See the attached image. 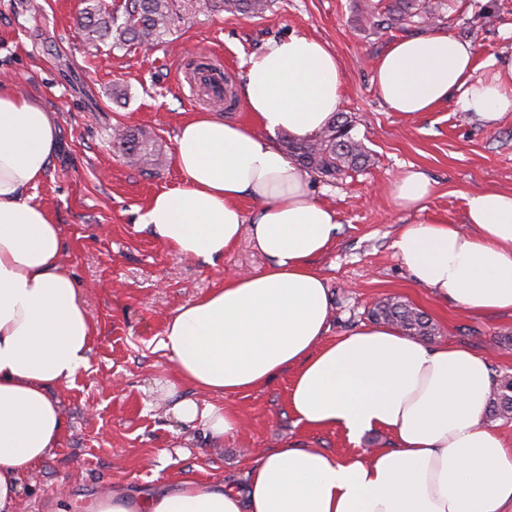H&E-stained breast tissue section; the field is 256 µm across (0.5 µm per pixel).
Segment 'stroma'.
Returning <instances> with one entry per match:
<instances>
[{
    "label": "stroma",
    "mask_w": 512,
    "mask_h": 512,
    "mask_svg": "<svg viewBox=\"0 0 512 512\" xmlns=\"http://www.w3.org/2000/svg\"><path fill=\"white\" fill-rule=\"evenodd\" d=\"M85 0H0V80L52 112L60 151L34 191L60 224L62 263L81 288L98 329L88 366L71 386L55 389L66 430L52 453L22 483L16 512H89L114 490L162 492L180 480L246 482L258 453L297 443L336 453L351 445L340 431H313L287 405L292 376L225 396L239 416L222 446L201 424L175 420L169 395L174 366L162 346L168 317L218 287L224 277L261 273L266 258L242 237L216 265L168 250L137 224L155 193L180 186L174 160L180 125L198 112L249 121L244 102L227 110L193 88L201 57L219 60L232 89L245 63L291 33L327 43L342 67L340 110L370 161L336 179L314 178L316 197L340 217L336 240L313 264L327 281L328 339L368 324L378 300L395 295L437 324L436 344L489 355L493 379L512 375V312L475 316L417 286L391 247L408 224L439 219L463 224L465 196L481 188L512 189V112L485 124L453 104L405 115L383 105L373 66L395 41L421 33L408 25L373 30L363 16L369 0H273L258 17L213 10L211 0H176L178 22L150 45H93L76 21ZM442 30L470 41L478 61L512 56V0H450ZM150 131L163 161L150 171L129 166L116 130ZM423 171L434 192L423 209L394 206L389 186L405 168Z\"/></svg>",
    "instance_id": "1"
}]
</instances>
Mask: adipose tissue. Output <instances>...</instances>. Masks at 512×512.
<instances>
[{
    "mask_svg": "<svg viewBox=\"0 0 512 512\" xmlns=\"http://www.w3.org/2000/svg\"><path fill=\"white\" fill-rule=\"evenodd\" d=\"M476 57L472 43L426 31L394 42L373 82L388 111L451 102L492 124L512 112V57L489 58L486 76ZM342 83L335 52L313 37L291 35L251 55L241 94L253 124L208 112L186 120L174 147L182 184L152 196L139 222L189 259L214 263L247 234L268 260L262 273L225 277L168 320L170 386L196 392L173 404L177 421L233 437L239 417L218 396L289 370L298 423L340 429L354 444L385 431L394 447L339 456L287 444L258 456L246 484L121 491L97 499L95 512H512V442L483 424L493 385L484 355L388 324L326 338L327 288L312 260L334 243L339 216L271 135L317 134L339 110ZM59 149L51 113L1 81L0 512H14L23 474L59 445L66 423L51 392L86 369L98 334L61 262L60 227L31 195ZM432 193L413 168L390 184L402 210ZM246 197L256 204L249 218ZM465 221L470 231L441 220L406 225L392 248L435 297L478 316L512 310V190L467 195Z\"/></svg>",
    "mask_w": 512,
    "mask_h": 512,
    "instance_id": "1",
    "label": "adipose tissue"
}]
</instances>
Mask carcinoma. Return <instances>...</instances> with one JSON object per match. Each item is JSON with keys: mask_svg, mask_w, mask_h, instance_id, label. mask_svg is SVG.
<instances>
[{"mask_svg": "<svg viewBox=\"0 0 512 512\" xmlns=\"http://www.w3.org/2000/svg\"><path fill=\"white\" fill-rule=\"evenodd\" d=\"M271 0H219V7L231 15L264 14ZM392 20L398 24H431L441 18L439 6L426 0H395L389 8ZM173 0H127L124 19H119L102 5L101 0H87L79 22V30L93 41H111L113 47L149 44L170 30L174 24ZM352 123L342 113L309 139L282 136V146L305 170L329 180L336 179L346 169H358L369 162L364 144L352 135ZM115 142L128 163L148 170L162 161L156 140L144 132H117ZM374 322L391 323L425 339L435 335L431 319L422 311L394 298L378 302L370 311ZM487 416L512 419V378L501 380L493 389Z\"/></svg>", "mask_w": 512, "mask_h": 512, "instance_id": "carcinoma-1", "label": "carcinoma"}]
</instances>
